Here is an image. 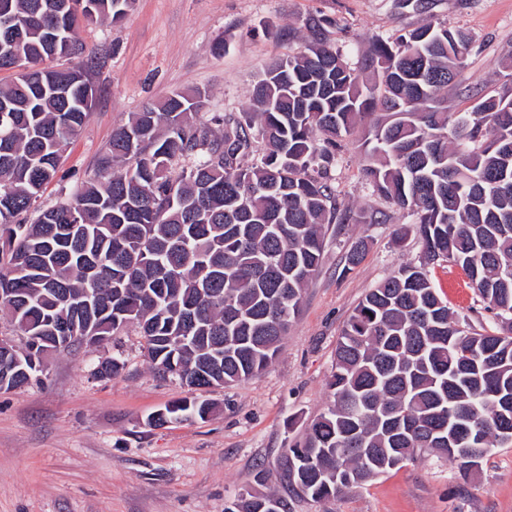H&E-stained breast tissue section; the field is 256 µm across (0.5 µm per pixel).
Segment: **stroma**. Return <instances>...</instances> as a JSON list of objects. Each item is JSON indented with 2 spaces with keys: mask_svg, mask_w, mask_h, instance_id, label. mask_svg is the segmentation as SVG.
I'll use <instances>...</instances> for the list:
<instances>
[{
  "mask_svg": "<svg viewBox=\"0 0 512 512\" xmlns=\"http://www.w3.org/2000/svg\"><path fill=\"white\" fill-rule=\"evenodd\" d=\"M310 16L326 19V37L355 65L373 38L428 16L467 31L472 45L458 88L448 92L449 111H470L473 95L505 87L512 0H134L119 22L82 23L76 37L85 54L54 62L87 70L98 95L35 210L67 201L92 174L113 128L146 104L198 89L207 94V114L239 117L263 69L300 51L299 29ZM364 135L359 126L344 137L331 179L339 205L373 210L378 221L329 225L322 265L270 367L199 391L214 406L206 419L153 427L148 416L189 391L154 373L137 326L94 349L50 354L42 382L0 391V512H225L239 494L257 490L260 472L290 512H512V447L494 449L469 473L423 453L320 502L293 492L282 472L287 449L333 402L327 383L336 342L355 306L422 256L417 237L396 239L412 217L374 194L363 173ZM359 241L365 255L347 267ZM428 271L450 311L496 330L461 267L440 261ZM112 358L122 362L120 373L95 376Z\"/></svg>",
  "mask_w": 512,
  "mask_h": 512,
  "instance_id": "1",
  "label": "stroma"
}]
</instances>
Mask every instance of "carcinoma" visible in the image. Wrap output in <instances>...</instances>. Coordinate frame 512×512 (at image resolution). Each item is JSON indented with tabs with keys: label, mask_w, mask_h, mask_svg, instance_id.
Listing matches in <instances>:
<instances>
[{
	"label": "carcinoma",
	"mask_w": 512,
	"mask_h": 512,
	"mask_svg": "<svg viewBox=\"0 0 512 512\" xmlns=\"http://www.w3.org/2000/svg\"><path fill=\"white\" fill-rule=\"evenodd\" d=\"M97 20L133 0H0L14 26L0 71V291L26 336L0 349V390L40 380L44 352L98 346L137 325L154 370L190 389L265 370L299 314L325 252V225L375 224L336 202L330 172L343 136L367 123L365 176L414 217L423 262L406 264L355 307L336 344L333 405L288 449L289 484L314 501L391 470L426 449L466 470L512 442V87L470 112L448 90L470 37L431 19L378 37L356 69L308 18L297 55L269 65L241 118L195 121L200 90L177 92L112 132L92 176L64 203L27 214L86 123L97 88L84 69L49 65L84 52L79 2ZM264 144L254 161L255 144ZM184 162L181 173L173 168ZM460 266L499 331H478L437 295L425 266ZM163 426L212 412L205 400L167 404ZM486 437L448 440V420ZM227 512H289L266 492Z\"/></svg>",
	"instance_id": "carcinoma-1"
}]
</instances>
